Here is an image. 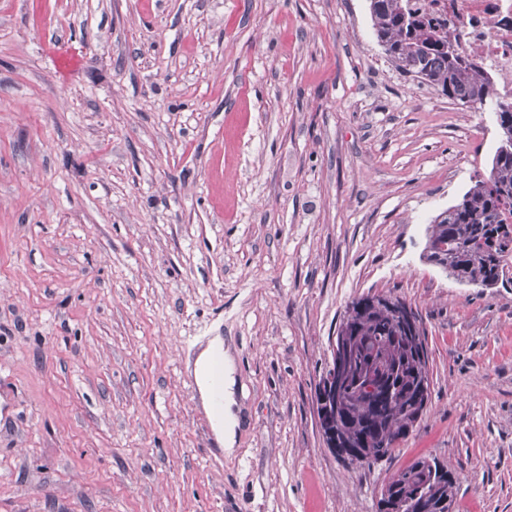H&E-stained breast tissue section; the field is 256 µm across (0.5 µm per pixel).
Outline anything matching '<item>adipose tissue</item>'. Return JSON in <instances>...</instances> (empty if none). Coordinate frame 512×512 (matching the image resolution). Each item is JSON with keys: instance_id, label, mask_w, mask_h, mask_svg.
<instances>
[{"instance_id": "adipose-tissue-1", "label": "adipose tissue", "mask_w": 512, "mask_h": 512, "mask_svg": "<svg viewBox=\"0 0 512 512\" xmlns=\"http://www.w3.org/2000/svg\"><path fill=\"white\" fill-rule=\"evenodd\" d=\"M223 362L222 398L223 409L211 424L213 434L225 455H232L237 445V433L241 423V405L238 394L239 381L236 375V362L226 340L221 336L208 339L198 352L192 373L197 385V394L203 409L212 404L210 368L215 360Z\"/></svg>"}]
</instances>
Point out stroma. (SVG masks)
I'll return each instance as SVG.
<instances>
[{
  "label": "stroma",
  "instance_id": "stroma-1",
  "mask_svg": "<svg viewBox=\"0 0 512 512\" xmlns=\"http://www.w3.org/2000/svg\"><path fill=\"white\" fill-rule=\"evenodd\" d=\"M501 141L392 66L369 0H0V512H376L424 456L512 512V283L421 258ZM374 293L422 314L431 397L360 467L315 394ZM216 334L229 457L186 379ZM219 357L223 358V409L212 422L211 428L220 447H217L212 438L211 444L214 447L211 448L231 456L236 449L237 433L241 423V405L238 394L242 393V388L239 389L235 357L224 337L212 336L207 340L194 360L192 373L197 385L199 403L209 416L212 404L210 368ZM221 448H224V452Z\"/></svg>",
  "mask_w": 512,
  "mask_h": 512
}]
</instances>
